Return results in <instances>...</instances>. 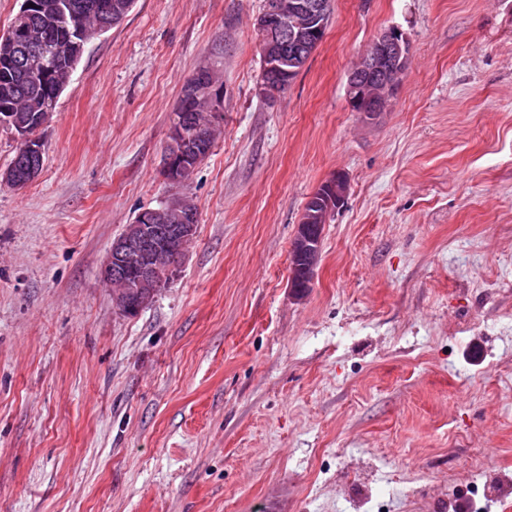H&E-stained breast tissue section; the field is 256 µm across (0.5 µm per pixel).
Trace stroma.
Masks as SVG:
<instances>
[{
  "mask_svg": "<svg viewBox=\"0 0 512 512\" xmlns=\"http://www.w3.org/2000/svg\"><path fill=\"white\" fill-rule=\"evenodd\" d=\"M264 4L135 0L87 44L39 176L0 180V512H512V0H333L272 99ZM391 27L409 64L372 118L346 74ZM201 67L223 118L174 185ZM337 173L298 297L291 241ZM185 196L192 243L120 313L113 240ZM188 102H193L203 112H193L188 108L181 112ZM224 109V85L219 83L208 68L195 71L183 84L168 133L164 155V171L167 179L175 184L184 182V175L191 165L181 166L180 161L187 154L195 157L196 168L200 159L209 153L208 140L214 128V116Z\"/></svg>",
  "mask_w": 512,
  "mask_h": 512,
  "instance_id": "35a3bbf8",
  "label": "stroma"
}]
</instances>
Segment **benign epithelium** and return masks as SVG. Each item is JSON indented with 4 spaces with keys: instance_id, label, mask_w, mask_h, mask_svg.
Segmentation results:
<instances>
[{
    "instance_id": "1",
    "label": "benign epithelium",
    "mask_w": 512,
    "mask_h": 512,
    "mask_svg": "<svg viewBox=\"0 0 512 512\" xmlns=\"http://www.w3.org/2000/svg\"><path fill=\"white\" fill-rule=\"evenodd\" d=\"M131 8L126 0H98L97 13L112 23L122 20ZM330 13V0H265L263 13L257 20L261 36V50L266 79L265 92L273 97L288 88L291 76L299 70L300 50L318 40L324 32L325 19ZM104 28L77 26L73 36L60 42L57 50L82 48ZM26 46L21 64L34 75L53 74L52 66L44 59L40 47V26L32 22L22 32ZM409 43L404 34L392 27L382 32L365 52L356 68L347 75V97L352 110L361 102L369 105L368 114L376 116L388 110L389 102L406 70ZM192 102L200 111L185 112L184 106ZM224 109V85L219 83L208 68L195 71L183 84L168 133L164 155L167 179L175 184L184 182L191 165L180 164L190 154L200 160L209 153V134L214 128V116ZM14 127L20 137V149L28 159L29 169L22 175L15 168L8 169L0 179L17 189L26 187L40 173L36 161L42 158L44 145L36 129L14 117ZM349 184L336 174L320 186L318 203L307 200L301 214L297 233L290 248L289 288L297 296L309 288L315 276L322 249V229L330 216L345 202ZM197 229V213L184 201L174 200L158 208L145 209L128 230L112 242L101 275L106 281L117 278L112 300L124 315L137 314L148 302L140 293L128 289L121 279L126 272L136 273L140 288H147L160 272L170 271L184 255L188 243ZM303 286H298V283Z\"/></svg>"
}]
</instances>
